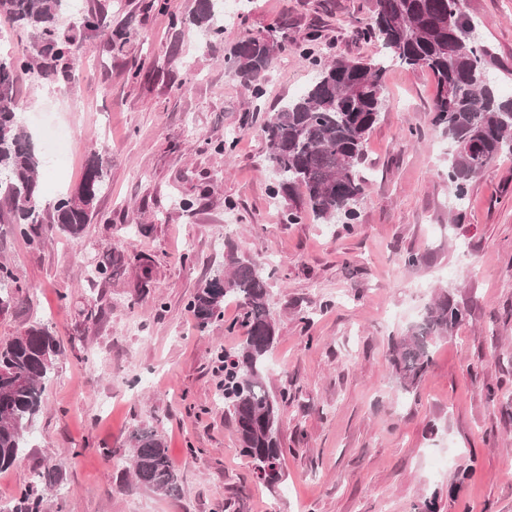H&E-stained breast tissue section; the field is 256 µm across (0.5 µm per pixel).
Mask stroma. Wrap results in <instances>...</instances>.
<instances>
[{
  "instance_id": "stroma-1",
  "label": "stroma",
  "mask_w": 512,
  "mask_h": 512,
  "mask_svg": "<svg viewBox=\"0 0 512 512\" xmlns=\"http://www.w3.org/2000/svg\"><path fill=\"white\" fill-rule=\"evenodd\" d=\"M82 6L107 13L112 28L136 24L141 36L120 48L87 40L66 97L31 75L17 83L43 203L74 191L92 155L111 163L78 240L55 230L31 248L0 202V264L13 270L18 299L0 315V339L39 324L61 344L30 447L0 472V505L12 507L32 474L54 465L62 481L48 512H412L435 489L441 512H512V155L475 178L455 209L448 137L432 123L434 79L392 63L352 230L286 223L262 126L314 69L280 55L256 90L225 73L224 56L276 22L324 61L381 56L357 33L374 0H233L214 42L186 22L196 0ZM463 7L493 56L489 79L512 94V0ZM56 127L71 133L61 170L49 161ZM230 137L233 151L217 152ZM231 250L273 273L278 340L266 384L288 394V453L272 488L240 455L221 390L216 355L241 343L229 329L240 309L225 305L203 332L188 309ZM410 252L416 265L404 262ZM115 253L125 270L90 275ZM441 290L469 316L432 344L428 371L405 392L391 376L389 339ZM490 386L501 395L494 405ZM139 426L164 437L179 496L116 481L126 461L102 451L127 447Z\"/></svg>"
}]
</instances>
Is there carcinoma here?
<instances>
[{"label":"carcinoma","instance_id":"carcinoma-1","mask_svg":"<svg viewBox=\"0 0 512 512\" xmlns=\"http://www.w3.org/2000/svg\"><path fill=\"white\" fill-rule=\"evenodd\" d=\"M68 0H0V16L30 28L32 50L23 57L0 54V198L18 220L17 233L32 248L45 241L43 224H54L66 236L79 239L102 191L108 158L95 156L85 167L76 190L52 207L41 204L40 157L26 132L15 91L19 72L56 81L71 72L80 43L109 31L108 41L122 40L129 30L112 32L97 10H82L64 23ZM369 22L359 27L365 40L381 44L386 55L372 59L338 58L316 61L309 86L288 99L264 124L267 159L275 179L273 195L291 202L286 220L299 223L308 216L321 224L348 221L353 228L357 205L365 192L359 174L367 136L379 120L385 102L383 76L387 62L421 67L436 83L432 122L451 144L448 182L456 205L463 204L470 181L504 153L512 154V99H503L486 82L491 54L477 45L475 25L461 0H375ZM216 0H197L192 22L213 38L224 34L215 15ZM282 27L248 35L224 55L228 74L256 82L286 51ZM253 262L229 252L197 289L189 308L204 330L224 316V303L234 299L243 309L240 326L245 338L239 348L221 352L224 363V404L231 413L243 456L255 465L259 479L274 486L282 479L280 461L287 452L279 434L276 399L264 384L267 357L276 343L270 315L269 280ZM16 277L0 265V314L15 300ZM468 311L445 291L430 303L421 321L391 343V364L400 388L413 390L431 363L430 342L447 337ZM61 348L47 330L32 325L0 342V471L15 466L29 448V436L40 410ZM128 454L130 466L120 481L133 478L145 488L166 495L180 492L179 475L163 436L154 428H136L129 447L106 450L114 457ZM60 473L40 472L23 491L15 512H46Z\"/></svg>","mask_w":512,"mask_h":512}]
</instances>
